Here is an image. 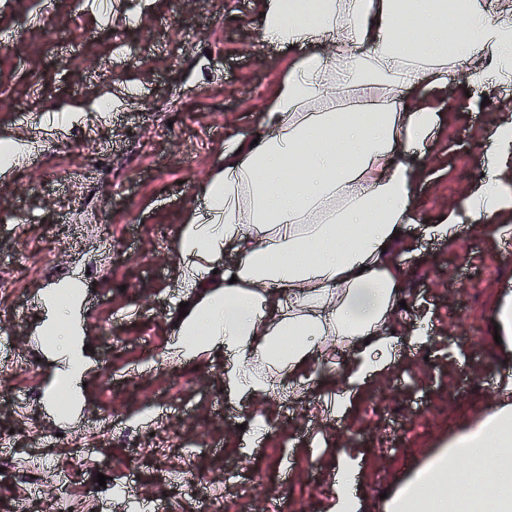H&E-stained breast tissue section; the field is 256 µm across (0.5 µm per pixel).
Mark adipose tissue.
Instances as JSON below:
<instances>
[{
    "instance_id": "1",
    "label": "adipose tissue",
    "mask_w": 512,
    "mask_h": 512,
    "mask_svg": "<svg viewBox=\"0 0 512 512\" xmlns=\"http://www.w3.org/2000/svg\"><path fill=\"white\" fill-rule=\"evenodd\" d=\"M266 44L298 51L262 113L258 143L238 137L202 184L204 212L182 224L176 281L191 301L177 350L223 348L237 403L295 396L335 370L344 415L371 381L398 373L390 325L407 270V225L423 222L417 152L440 121L420 88L456 75L490 94L512 85V14L483 0H267ZM511 116L488 137L486 178L427 234L450 241L475 223L512 234ZM207 289L196 297L197 289ZM388 512H512V372H501L476 427ZM358 460L336 451L330 512H358Z\"/></svg>"
}]
</instances>
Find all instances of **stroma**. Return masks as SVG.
<instances>
[{"instance_id":"35a3bbf8","label":"stroma","mask_w":512,"mask_h":512,"mask_svg":"<svg viewBox=\"0 0 512 512\" xmlns=\"http://www.w3.org/2000/svg\"><path fill=\"white\" fill-rule=\"evenodd\" d=\"M265 0H0V137L30 150L0 180V512H51L55 486L29 498L11 468L46 456L70 472L85 512H130L112 483L172 512H200L211 491L222 512H328L336 451L356 449L360 512L423 476L449 439L474 426L507 364L489 329L512 292V246L473 227L450 244L427 238L449 204L480 177L479 158L504 114L498 99L465 89L425 90L439 129L422 162L433 178L406 231V304L432 312L422 344L401 337L405 368L370 383L339 423L319 422L320 386L302 401L238 407L224 355L181 359L184 297L173 243L224 163V145L255 132L295 53L262 42ZM111 109H98L100 100ZM171 122V135L158 133ZM45 263L22 264L24 240ZM80 365L74 405L57 393ZM268 432L243 450L241 428ZM165 432L167 457L147 452ZM87 439L85 450L72 436ZM106 486H99L98 475Z\"/></svg>"}]
</instances>
